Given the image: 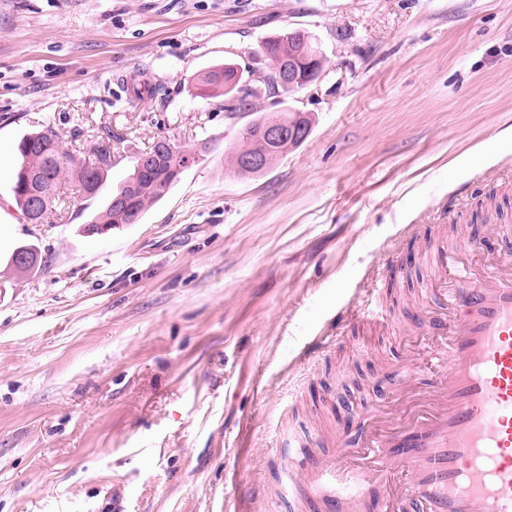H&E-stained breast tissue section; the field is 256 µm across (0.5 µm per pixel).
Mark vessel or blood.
Instances as JSON below:
<instances>
[{
	"mask_svg": "<svg viewBox=\"0 0 512 512\" xmlns=\"http://www.w3.org/2000/svg\"><path fill=\"white\" fill-rule=\"evenodd\" d=\"M494 233L507 250L481 272L444 250L429 260L447 289L448 312L433 320L443 402L424 396L406 430L322 462L306 439L289 438V497L304 485L317 512H352L374 487L370 512H512V225Z\"/></svg>",
	"mask_w": 512,
	"mask_h": 512,
	"instance_id": "b4317fda",
	"label": "vessel or blood"
}]
</instances>
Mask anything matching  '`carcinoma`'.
Returning a JSON list of instances; mask_svg holds the SVG:
<instances>
[{
  "mask_svg": "<svg viewBox=\"0 0 512 512\" xmlns=\"http://www.w3.org/2000/svg\"><path fill=\"white\" fill-rule=\"evenodd\" d=\"M291 31L277 34L264 41L270 69L268 83L278 84L282 71L293 65L298 70L305 69V62L299 55H292ZM195 97L210 100L240 94L235 104L229 107L232 112H251L254 109L253 93L241 92V85L228 92L224 91V65H215L196 73L193 78ZM298 123L311 131V118L304 112L281 110L267 112L244 126L238 132L236 148L229 156V165L241 179L252 178L269 170L288 152L300 145L298 141L283 139L269 142L258 133V128L268 120ZM19 163L11 186L15 204L23 219L29 224H40L45 215L52 211L60 199V189L66 183H74L86 196H94L102 186L108 171L112 168V137L98 141L93 147L94 159L87 162L62 151L58 134L50 127L24 135L17 144ZM260 155L266 165L257 170L244 172L241 169V156ZM179 178L162 176V171L151 166L133 164L131 172L121 186L108 198L103 209L95 214L83 227L89 236L106 235L122 224H134L153 205L164 199ZM46 197V205L35 218L30 215V199L34 193Z\"/></svg>",
  "mask_w": 512,
  "mask_h": 512,
  "instance_id": "1",
  "label": "carcinoma"
}]
</instances>
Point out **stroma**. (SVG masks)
I'll return each instance as SVG.
<instances>
[{
    "label": "stroma",
    "instance_id": "obj_1",
    "mask_svg": "<svg viewBox=\"0 0 512 512\" xmlns=\"http://www.w3.org/2000/svg\"><path fill=\"white\" fill-rule=\"evenodd\" d=\"M302 28L320 81L260 91L309 137L240 179L257 112L193 94L233 61L254 81L269 35ZM154 96H136L139 83ZM112 137L96 196L18 213L15 145ZM203 147L165 200L82 231L154 140ZM512 218V0H0V512H289L287 451L335 455L363 419L410 422L437 337L419 326L421 253ZM379 289L390 323L359 317ZM323 344H316V337ZM33 252H37L40 255L41 261L39 264H38L39 256H33V255L26 254V253H33ZM18 253H22V254H20L17 257V261L24 268L18 267L14 264V255L18 254ZM46 263H47L46 258H44L40 248L36 244H25V245H21V246L17 247L14 250V252L11 256V259H10L9 269H10L12 275L17 276V277H22V276H26V275L38 272V270H40L42 267L46 266ZM31 265H37V266L31 267V268H26Z\"/></svg>",
    "mask_w": 512,
    "mask_h": 512
}]
</instances>
